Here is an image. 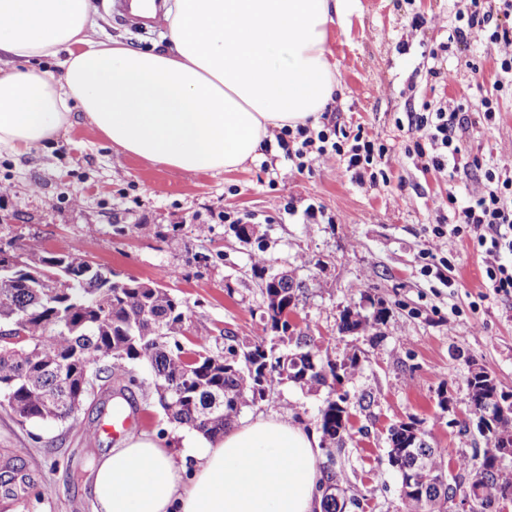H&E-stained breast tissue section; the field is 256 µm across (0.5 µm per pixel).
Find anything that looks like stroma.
Here are the masks:
<instances>
[{
  "label": "stroma",
  "instance_id": "stroma-1",
  "mask_svg": "<svg viewBox=\"0 0 512 512\" xmlns=\"http://www.w3.org/2000/svg\"><path fill=\"white\" fill-rule=\"evenodd\" d=\"M95 4L102 41L164 47L163 30L120 23L113 0ZM449 8L448 0H359L347 25L329 24L340 80L329 120L362 125L402 155L409 116L424 103L472 108L477 89L469 66L481 67L482 88L491 90L496 48L448 53L457 79L441 85L428 54L448 40ZM418 13L427 24L415 31L410 22ZM500 109L492 129L471 130L466 158L512 150V97L502 98ZM386 173L388 183L377 186L357 182L339 160L301 173L274 142L232 171H175L116 152L78 112L55 140L21 156L0 153V183L12 187L0 201V245L35 237L57 254L76 245L120 277L161 282L188 306L194 325L209 330L205 344L215 353L229 339L252 340L262 331L255 256L265 259L268 273L293 271L302 284L293 329L327 347L333 360L353 351L360 357L355 377L343 385L352 438L340 460L348 494L359 502L351 512H404L400 479L388 462L389 429L421 420L428 442L446 451L449 480L464 486L473 480L474 470L455 464L460 453L486 445L478 433L457 427L470 415L466 378L481 367L500 391L512 393V296L485 288L483 257L470 241L459 242L450 273H425L419 256L439 220L435 201L452 195L467 203L483 189L481 171L471 167L451 177L404 159ZM222 212L250 215L249 241L219 220ZM380 304L388 310L381 338L338 333L344 309L367 313ZM130 370L137 383L128 397L139 431L182 459V430L158 403L152 369ZM326 396L289 382L243 415L286 413L313 429ZM106 399L97 395L63 425L22 426L0 407V512H92L90 475L113 442L86 441L83 430L99 420Z\"/></svg>",
  "mask_w": 512,
  "mask_h": 512
}]
</instances>
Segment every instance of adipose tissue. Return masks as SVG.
I'll return each mask as SVG.
<instances>
[{"instance_id": "1", "label": "adipose tissue", "mask_w": 512, "mask_h": 512, "mask_svg": "<svg viewBox=\"0 0 512 512\" xmlns=\"http://www.w3.org/2000/svg\"><path fill=\"white\" fill-rule=\"evenodd\" d=\"M358 0H175L167 44L144 51L98 37L92 0H0V152L26 154L72 124L79 104L112 147L186 172L254 159L270 130L317 120L338 87L329 22ZM53 60L60 75L37 68ZM189 462L146 434L102 455L93 512H318L320 440L257 415Z\"/></svg>"}]
</instances>
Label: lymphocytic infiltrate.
<instances>
[{
	"mask_svg": "<svg viewBox=\"0 0 512 512\" xmlns=\"http://www.w3.org/2000/svg\"><path fill=\"white\" fill-rule=\"evenodd\" d=\"M467 12L457 13V26L449 42L475 48L491 43L497 47L496 74L492 93L479 96L474 116H466L462 107L425 108L411 114L408 123L409 143L406 154L416 156L424 169L444 170L456 163L462 152L463 138L475 123L494 125L500 94L512 93V27L498 24V16H512V0H469ZM289 161L297 170L310 168L313 162L340 159L357 180L377 183L372 169L375 157L385 156L384 144L364 137L362 130H348L332 123L322 129L284 128L276 136ZM475 168L484 172L485 192L466 206L454 209L449 225L432 229V248L423 249L424 257L440 253L441 266H449L448 255L458 240L467 238L485 256L486 285L497 294H512V265L499 263L501 253H512V158L499 156L488 161L474 160Z\"/></svg>",
	"mask_w": 512,
	"mask_h": 512,
	"instance_id": "lymphocytic-infiltrate-1",
	"label": "lymphocytic infiltrate"
}]
</instances>
